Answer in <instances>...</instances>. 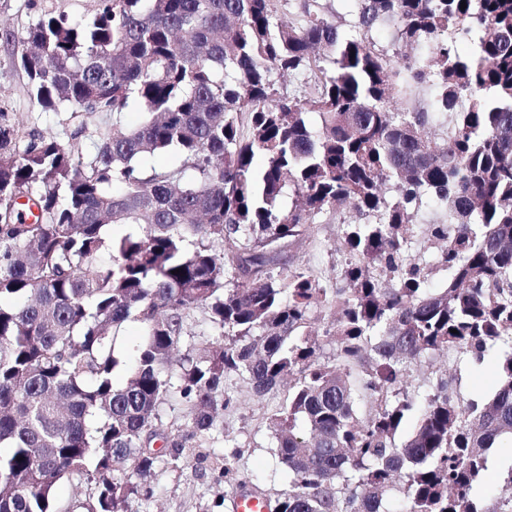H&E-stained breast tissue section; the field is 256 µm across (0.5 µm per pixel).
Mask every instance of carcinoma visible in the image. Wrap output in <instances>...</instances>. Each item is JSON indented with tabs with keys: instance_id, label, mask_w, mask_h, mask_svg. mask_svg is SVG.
I'll list each match as a JSON object with an SVG mask.
<instances>
[{
	"instance_id": "cac0c4a2",
	"label": "carcinoma",
	"mask_w": 512,
	"mask_h": 512,
	"mask_svg": "<svg viewBox=\"0 0 512 512\" xmlns=\"http://www.w3.org/2000/svg\"><path fill=\"white\" fill-rule=\"evenodd\" d=\"M284 2L98 0L84 23L47 12L17 37L44 110L109 114L112 130L87 153L76 133L0 123V512H55L57 483L75 477L86 492L71 512H128L162 457L203 447L231 372L257 396L298 375L270 417L290 476L270 512H390L392 497L401 512H512V465L499 497L474 494L490 450L512 441V0H355L348 33L321 0L286 23ZM388 21L391 53L369 40ZM420 45L428 55L406 53ZM275 71L312 92L277 95ZM422 85L433 111H399ZM133 109L143 119L129 127ZM436 111L454 123L434 146ZM168 151L178 165H143ZM287 184L298 205L284 210ZM425 196L446 211L429 227L444 288L408 258ZM330 209L374 218L343 228L353 261L334 291L282 266L285 244ZM116 226L138 230L116 238ZM324 306L332 365L310 329ZM195 310L229 342L174 364ZM127 322L141 338L117 387ZM494 348L490 399L448 377L410 393L412 365L438 352L479 365ZM170 398L187 407L184 429L156 424Z\"/></svg>"
}]
</instances>
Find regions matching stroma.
<instances>
[{
	"instance_id": "obj_1",
	"label": "stroma",
	"mask_w": 512,
	"mask_h": 512,
	"mask_svg": "<svg viewBox=\"0 0 512 512\" xmlns=\"http://www.w3.org/2000/svg\"><path fill=\"white\" fill-rule=\"evenodd\" d=\"M95 7L96 0H0V117L21 134H41L60 141L76 134L89 151L99 136L111 129L112 118L106 114L44 111L30 95L26 75L5 41L6 32H21L45 11L77 21L91 16ZM445 219L444 209L429 200L412 215L414 244L410 253L426 266L432 288L444 287L448 272L438 263L443 245L430 236L428 227ZM355 220V213L348 211L314 217L310 234L286 251L291 265L307 269L322 287H335L349 259L340 247L341 229ZM500 365L501 358L494 351L480 367L460 362L453 384L464 397L488 399L495 391ZM224 385L232 402L214 425L207 446L183 448L179 460L159 464L152 480V497L134 501L133 512H229L219 498L239 488H256L272 499L287 489L288 474L276 456V431L269 421L283 406L287 386H277L259 397L246 379L235 373L226 375Z\"/></svg>"
}]
</instances>
